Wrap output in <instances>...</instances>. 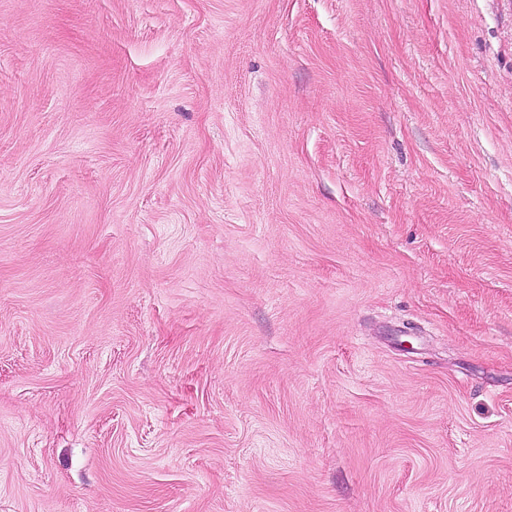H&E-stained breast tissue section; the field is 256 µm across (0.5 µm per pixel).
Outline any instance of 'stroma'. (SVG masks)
Instances as JSON below:
<instances>
[{
	"label": "stroma",
	"instance_id": "stroma-1",
	"mask_svg": "<svg viewBox=\"0 0 512 512\" xmlns=\"http://www.w3.org/2000/svg\"><path fill=\"white\" fill-rule=\"evenodd\" d=\"M0 512H512V0H0Z\"/></svg>",
	"mask_w": 512,
	"mask_h": 512
}]
</instances>
